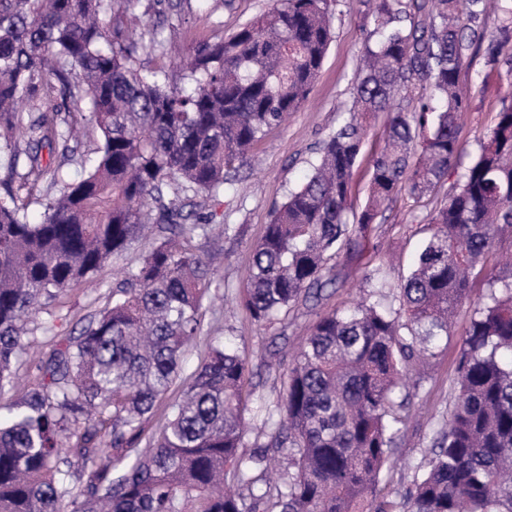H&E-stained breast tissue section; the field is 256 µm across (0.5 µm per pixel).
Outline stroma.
<instances>
[{
  "label": "stroma",
  "instance_id": "35a3bbf8",
  "mask_svg": "<svg viewBox=\"0 0 512 512\" xmlns=\"http://www.w3.org/2000/svg\"><path fill=\"white\" fill-rule=\"evenodd\" d=\"M274 4L275 0H160L149 10L143 0H137L128 15L135 19L138 29L155 27L166 38L164 55L140 58L143 68L153 69L187 63L196 42L228 37ZM368 12L366 0H342L333 18V41L306 105L254 145L253 161L239 168L234 192L211 203L216 217L205 234L193 240L194 246L218 255L220 263L211 276L210 306L203 331L190 347L184 368L193 369L200 349L213 338L232 343L246 356L253 369L252 396L244 413L246 441L250 444L260 430L266 405L279 395L290 350L303 343L320 314L373 299L384 307L398 308L399 286L430 235L428 216L448 196L450 185L446 182L434 195L418 202L398 195L376 219L357 250L341 251L336 259L337 283L325 290L318 304L297 303L272 327L253 321L240 305L253 243L263 235L273 208L303 181L319 146L344 118L343 109L353 96L359 58L373 28ZM460 81L469 95V107L459 123L463 151L458 164L463 167L477 152L484 132L494 125L502 105L512 102V67L489 68L480 52L462 71ZM386 122V114L379 113L366 124L363 149L351 183L354 211H361L366 201L372 156L383 144ZM152 243L149 235L139 239L91 282L73 286L62 297L46 302L37 322L29 326L26 347L15 365L14 387L0 391V415H7L21 402L37 366L47 361L59 338L78 334L86 317L104 307L113 288L135 270ZM505 272V267L492 259L484 273L474 277L470 298L458 307L447 342L436 350L424 382L411 392L410 404L403 412L400 446L380 477L381 495L393 505L402 503L415 475L427 466L437 433L446 426L457 402L456 367L462 340L475 309L485 300L488 278ZM373 274L381 286L377 293L368 281ZM49 319L55 325L51 333L40 327Z\"/></svg>",
  "mask_w": 512,
  "mask_h": 512
}]
</instances>
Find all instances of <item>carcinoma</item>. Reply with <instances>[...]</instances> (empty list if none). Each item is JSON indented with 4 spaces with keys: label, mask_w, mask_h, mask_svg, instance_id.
<instances>
[{
    "label": "carcinoma",
    "mask_w": 512,
    "mask_h": 512,
    "mask_svg": "<svg viewBox=\"0 0 512 512\" xmlns=\"http://www.w3.org/2000/svg\"><path fill=\"white\" fill-rule=\"evenodd\" d=\"M133 0H0V150L24 172L0 183V390L14 385L24 322L45 302L156 238L79 335L38 368L0 418V512H367L396 452L407 381L450 335L469 277L512 228V104L429 214L434 232L400 287V307L360 303L322 314L268 410L265 441L246 447L252 368L219 341L180 377L200 337L212 255L191 245L198 207L234 188L255 141L305 103L333 40L339 0H276L227 38L205 41L184 74L140 68L163 54L158 30L136 38ZM373 29L347 117L311 174L271 213L252 246L243 304L273 324L336 285L330 262L366 237L393 199L422 200L461 155L468 100L459 85L474 47L486 64L512 38L506 0H371ZM497 20L496 33L488 31ZM59 89L84 121L19 105ZM388 115L357 224L348 199L367 118ZM88 122L100 143L69 181L44 159ZM421 153L410 161L412 146ZM31 197L45 193L41 220ZM164 419L153 410L175 384ZM458 401L405 512H512V278L492 277L462 341Z\"/></svg>",
    "instance_id": "1"
}]
</instances>
